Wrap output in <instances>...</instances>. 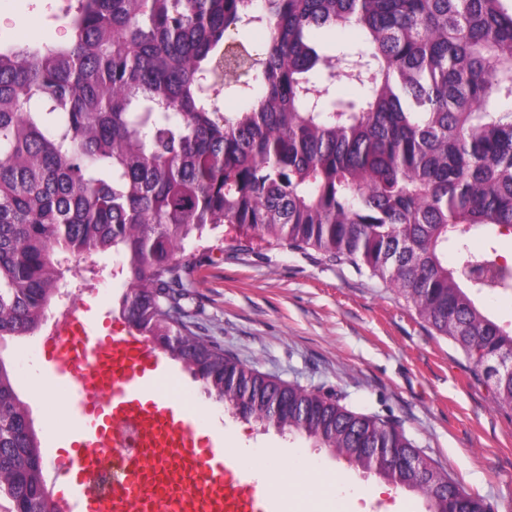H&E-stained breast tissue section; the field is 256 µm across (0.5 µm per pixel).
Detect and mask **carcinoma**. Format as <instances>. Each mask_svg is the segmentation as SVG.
<instances>
[{"instance_id":"cac0c4a2","label":"carcinoma","mask_w":512,"mask_h":512,"mask_svg":"<svg viewBox=\"0 0 512 512\" xmlns=\"http://www.w3.org/2000/svg\"><path fill=\"white\" fill-rule=\"evenodd\" d=\"M65 16V44L0 45V343L35 335L66 274L110 252L128 326L243 419L364 472L418 455L397 423L179 323L186 246L233 224L389 282L512 408V369L494 367L512 360V325L482 306L507 272L464 273L489 267L470 238L512 231V0H75ZM248 27L268 33L261 49L232 37ZM346 28L356 44L316 38ZM240 70L242 106L225 112L205 85ZM376 476L427 512L464 507L429 463ZM1 498L49 512L41 440L0 357Z\"/></svg>"}]
</instances>
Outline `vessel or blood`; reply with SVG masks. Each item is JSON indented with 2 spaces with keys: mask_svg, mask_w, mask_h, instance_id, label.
I'll return each mask as SVG.
<instances>
[{
  "mask_svg": "<svg viewBox=\"0 0 512 512\" xmlns=\"http://www.w3.org/2000/svg\"><path fill=\"white\" fill-rule=\"evenodd\" d=\"M44 348L74 432L72 480L51 512H276L273 490L235 471L222 448L197 437L193 416L172 405L163 356L142 337L99 333L72 312ZM121 426L135 429L139 453L104 494L94 477L111 466Z\"/></svg>",
  "mask_w": 512,
  "mask_h": 512,
  "instance_id": "1",
  "label": "vessel or blood"
}]
</instances>
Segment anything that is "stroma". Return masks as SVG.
<instances>
[{"mask_svg": "<svg viewBox=\"0 0 512 512\" xmlns=\"http://www.w3.org/2000/svg\"><path fill=\"white\" fill-rule=\"evenodd\" d=\"M64 0H0V43L52 44L69 36ZM182 273L185 328L225 355L286 383L339 395L361 413L397 421L422 457L490 505L512 512V409L497 406L471 365L445 337L431 333L393 287L378 277L334 263L312 251L271 246L222 225L186 248ZM114 258L85 259L94 268L77 302L99 330L119 332L125 280L111 279ZM42 334L7 340L10 363L29 353L33 366L17 381L42 443L44 467L65 463L61 435L69 430L64 390L49 375ZM167 381L202 430L220 427L251 450L279 448L297 465L315 460L316 472L345 470L352 487L378 479L343 458L308 447L259 422L233 416L216 403L183 364L165 362ZM325 512H425L424 501L402 489L356 503L337 502L335 489L318 497Z\"/></svg>", "mask_w": 512, "mask_h": 512, "instance_id": "stroma-1", "label": "stroma"}]
</instances>
